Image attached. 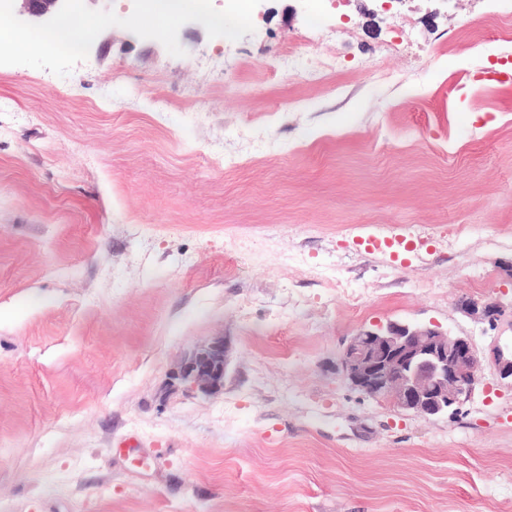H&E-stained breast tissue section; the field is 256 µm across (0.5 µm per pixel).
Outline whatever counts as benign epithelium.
<instances>
[{
	"label": "benign epithelium",
	"mask_w": 512,
	"mask_h": 512,
	"mask_svg": "<svg viewBox=\"0 0 512 512\" xmlns=\"http://www.w3.org/2000/svg\"><path fill=\"white\" fill-rule=\"evenodd\" d=\"M19 14L38 23L52 18L63 0H19ZM458 308L495 329L512 306L498 301L462 298ZM229 346L214 337L195 345L179 362L174 379L188 391L214 396L224 388ZM484 358L468 336H457L437 325L390 321L357 332L340 358L344 378L359 392L391 402L422 418L453 415L475 389ZM489 362L500 378L512 380V345H495Z\"/></svg>",
	"instance_id": "benign-epithelium-1"
}]
</instances>
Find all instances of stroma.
I'll use <instances>...</instances> for the list:
<instances>
[{
  "mask_svg": "<svg viewBox=\"0 0 512 512\" xmlns=\"http://www.w3.org/2000/svg\"><path fill=\"white\" fill-rule=\"evenodd\" d=\"M293 6L0 65V512H512V381L424 419L339 370L391 321L512 342L457 306L512 303L506 0ZM218 336L223 391L172 384Z\"/></svg>",
  "mask_w": 512,
  "mask_h": 512,
  "instance_id": "35a3bbf8",
  "label": "stroma"
}]
</instances>
